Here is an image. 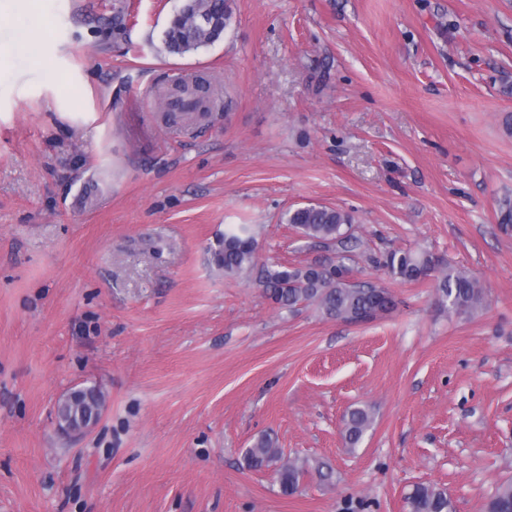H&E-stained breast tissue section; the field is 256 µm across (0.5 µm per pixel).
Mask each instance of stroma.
I'll return each instance as SVG.
<instances>
[{"label": "stroma", "mask_w": 512, "mask_h": 512, "mask_svg": "<svg viewBox=\"0 0 512 512\" xmlns=\"http://www.w3.org/2000/svg\"><path fill=\"white\" fill-rule=\"evenodd\" d=\"M177 6L45 0L40 59L0 60V512H407L419 484L484 512L512 478V0H237L182 56ZM179 71L223 94L168 125ZM307 205L356 217L355 278L390 312L288 310L215 265L228 224L254 225L260 261H323L286 222ZM392 249L468 271L484 310L367 260ZM83 386L101 417L63 434L54 407ZM265 433L331 479L283 494L245 462ZM369 407H355L343 417L344 438L351 449H355L373 423Z\"/></svg>", "instance_id": "35a3bbf8"}]
</instances>
